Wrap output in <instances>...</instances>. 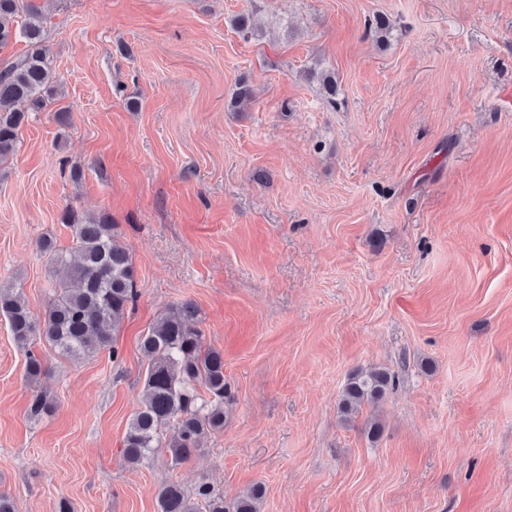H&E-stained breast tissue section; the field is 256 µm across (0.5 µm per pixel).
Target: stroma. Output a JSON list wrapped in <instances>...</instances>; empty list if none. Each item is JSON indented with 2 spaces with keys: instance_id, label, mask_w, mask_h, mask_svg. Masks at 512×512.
<instances>
[{
  "instance_id": "35a3bbf8",
  "label": "stroma",
  "mask_w": 512,
  "mask_h": 512,
  "mask_svg": "<svg viewBox=\"0 0 512 512\" xmlns=\"http://www.w3.org/2000/svg\"><path fill=\"white\" fill-rule=\"evenodd\" d=\"M35 3L56 101L0 178V283L43 312L37 243L72 247L70 206L118 224L138 297L120 358L38 344L35 383L0 317L15 512H158L163 484L203 481L228 500L262 484L260 512H512V0ZM242 78L254 99L234 109ZM183 301L235 400L187 463L132 466L139 338ZM378 367L393 388L343 422L349 373ZM36 391L57 399L37 420ZM307 79L316 81L321 89L323 98L331 105H336L338 96V83L333 72L316 68L307 71Z\"/></svg>"
}]
</instances>
